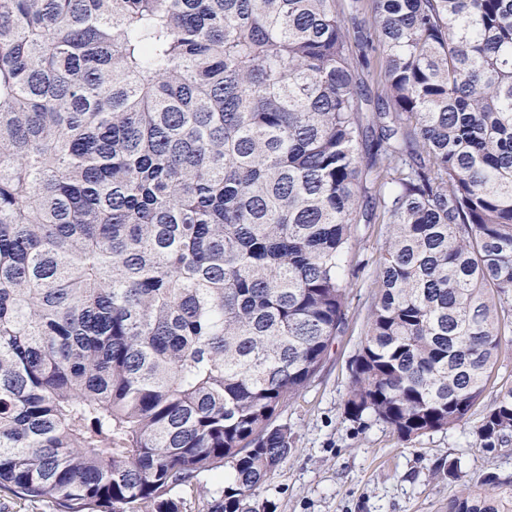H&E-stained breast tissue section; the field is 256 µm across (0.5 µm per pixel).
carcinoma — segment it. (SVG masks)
<instances>
[{"label":"carcinoma","instance_id":"1","mask_svg":"<svg viewBox=\"0 0 512 512\" xmlns=\"http://www.w3.org/2000/svg\"><path fill=\"white\" fill-rule=\"evenodd\" d=\"M0 0V492L52 512H257L280 403L390 225L349 419L481 400L512 333V0ZM377 46L381 93L354 52ZM512 441V387L482 414ZM512 512V477L450 501ZM371 60V66L369 68H363L361 66H358L355 69V77H356V84L357 87L360 89H363L368 93L371 94L372 97L378 94L379 88V57H377L375 54L372 53V56L370 57ZM229 474V467H224V471L203 475L197 490L187 491L182 494L186 499L184 512H198V510H202L203 502L210 500L217 490L224 487V476L227 478Z\"/></svg>","mask_w":512,"mask_h":512}]
</instances>
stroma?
<instances>
[{"label":"stroma","instance_id":"stroma-1","mask_svg":"<svg viewBox=\"0 0 512 512\" xmlns=\"http://www.w3.org/2000/svg\"><path fill=\"white\" fill-rule=\"evenodd\" d=\"M388 234L378 222L354 227L342 268L349 284L345 331L312 382L278 407L275 421L290 429L291 452L259 490L257 504L272 502L276 512H445L461 480L490 471L512 476V444L484 448L475 434L484 406L512 386V340L502 344L480 405L454 427L403 440L374 418L348 419L351 365L378 293ZM452 461L461 480L448 476Z\"/></svg>","mask_w":512,"mask_h":512}]
</instances>
